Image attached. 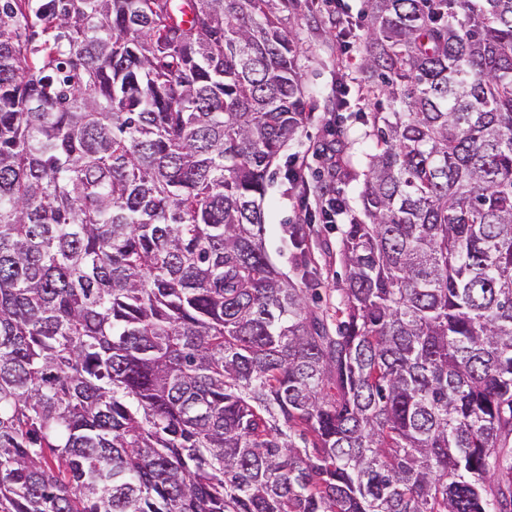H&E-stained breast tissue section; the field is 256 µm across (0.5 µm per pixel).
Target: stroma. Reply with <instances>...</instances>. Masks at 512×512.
I'll return each mask as SVG.
<instances>
[{"mask_svg":"<svg viewBox=\"0 0 512 512\" xmlns=\"http://www.w3.org/2000/svg\"><path fill=\"white\" fill-rule=\"evenodd\" d=\"M284 12V25L298 46L297 68L308 91L310 120L282 152L274 167L264 201L265 250L270 261L294 281L316 284L320 305L335 306L344 267L337 254L344 216L324 223L313 187L330 198L343 199L359 210L362 181L329 178L327 167L336 150H343L356 169H363L375 145L371 128L362 116L390 111L389 100H375L358 89L360 48L366 34L359 17L366 0H345L346 19L354 26L343 37L331 0H299ZM347 85L348 106L337 110L339 85Z\"/></svg>","mask_w":512,"mask_h":512,"instance_id":"1","label":"stroma"}]
</instances>
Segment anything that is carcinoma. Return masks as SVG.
I'll return each mask as SVG.
<instances>
[{"label":"carcinoma","instance_id":"carcinoma-1","mask_svg":"<svg viewBox=\"0 0 512 512\" xmlns=\"http://www.w3.org/2000/svg\"><path fill=\"white\" fill-rule=\"evenodd\" d=\"M283 8L0 0V512H512V0H367L334 328Z\"/></svg>","mask_w":512,"mask_h":512}]
</instances>
